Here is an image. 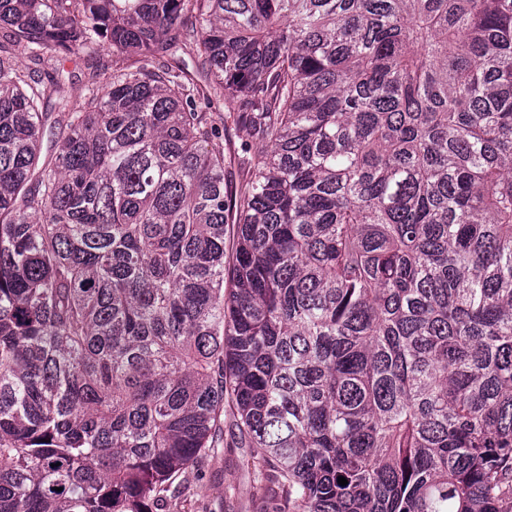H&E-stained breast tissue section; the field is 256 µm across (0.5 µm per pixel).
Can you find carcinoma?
<instances>
[{
	"mask_svg": "<svg viewBox=\"0 0 512 512\" xmlns=\"http://www.w3.org/2000/svg\"><path fill=\"white\" fill-rule=\"evenodd\" d=\"M99 42L48 124L6 46ZM226 415L288 512H512V0H0V512H178ZM204 110L208 112L207 117H210L224 134V177L228 185L235 186L242 178L237 154L246 147L252 154L257 155L265 149L264 143L255 138L249 129L239 124L229 122L224 129V110L221 107L215 106Z\"/></svg>",
	"mask_w": 512,
	"mask_h": 512,
	"instance_id": "cac0c4a2",
	"label": "carcinoma"
}]
</instances>
